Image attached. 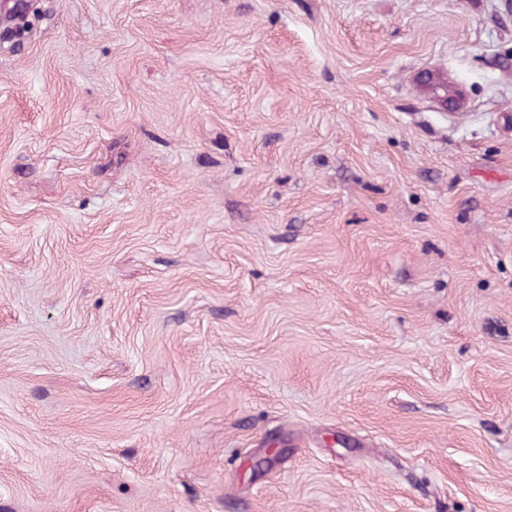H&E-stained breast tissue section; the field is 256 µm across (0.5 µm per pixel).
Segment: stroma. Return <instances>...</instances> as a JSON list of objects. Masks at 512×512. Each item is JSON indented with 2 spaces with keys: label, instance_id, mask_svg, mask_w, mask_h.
I'll return each mask as SVG.
<instances>
[{
  "label": "stroma",
  "instance_id": "35a3bbf8",
  "mask_svg": "<svg viewBox=\"0 0 512 512\" xmlns=\"http://www.w3.org/2000/svg\"><path fill=\"white\" fill-rule=\"evenodd\" d=\"M504 2L0 0V512H512Z\"/></svg>",
  "mask_w": 512,
  "mask_h": 512
}]
</instances>
